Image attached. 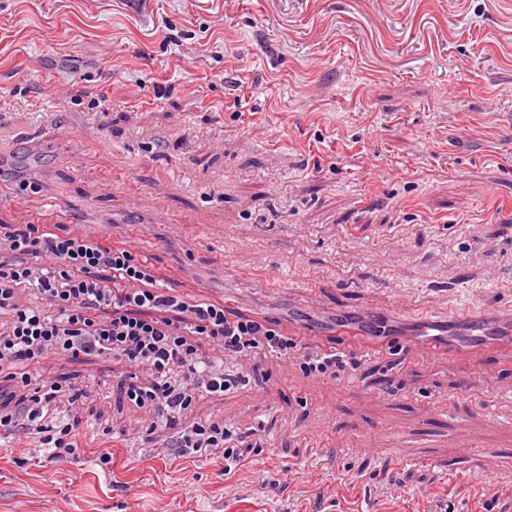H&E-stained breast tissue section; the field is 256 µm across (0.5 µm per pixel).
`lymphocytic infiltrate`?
<instances>
[{"instance_id":"f902f5d3","label":"lymphocytic infiltrate","mask_w":512,"mask_h":512,"mask_svg":"<svg viewBox=\"0 0 512 512\" xmlns=\"http://www.w3.org/2000/svg\"><path fill=\"white\" fill-rule=\"evenodd\" d=\"M26 289L41 304L19 306L18 293ZM0 312L11 316L0 330V374L13 383L0 390V431L37 439L55 461L78 449L80 419L72 407L87 393L31 371L47 356L93 354L124 363L128 373L118 389L153 411L151 429L170 434L178 455H217L229 469L253 450L248 435L210 420L182 423L199 389L223 392L243 382L214 372L200 347L284 356L297 346L274 323L160 287L149 259L128 248L49 224H0ZM142 370L149 382H141Z\"/></svg>"}]
</instances>
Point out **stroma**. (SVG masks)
<instances>
[{
  "mask_svg": "<svg viewBox=\"0 0 512 512\" xmlns=\"http://www.w3.org/2000/svg\"><path fill=\"white\" fill-rule=\"evenodd\" d=\"M29 182L21 190V182ZM0 212L152 256L163 287L298 344L216 368L186 421L256 429L220 459L140 449L121 364L33 370L85 388L78 457L0 440V512H512V349L430 355L419 320L512 323V0H0ZM334 351L336 375L305 356ZM118 441L109 464L92 422ZM462 461L449 481L393 455Z\"/></svg>",
  "mask_w": 512,
  "mask_h": 512,
  "instance_id": "35a3bbf8",
  "label": "stroma"
}]
</instances>
